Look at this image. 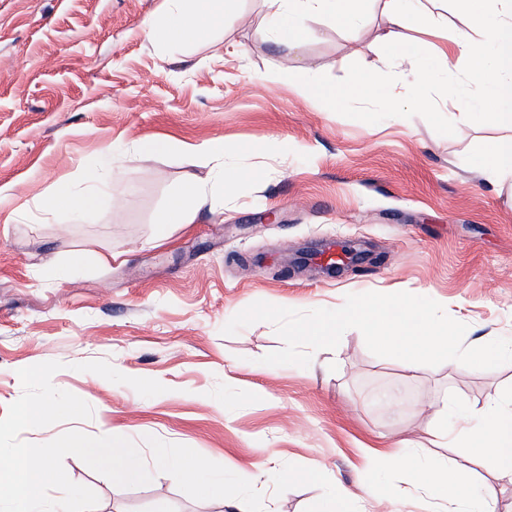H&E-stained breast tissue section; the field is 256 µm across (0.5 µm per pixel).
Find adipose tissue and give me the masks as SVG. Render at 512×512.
Instances as JSON below:
<instances>
[{
	"instance_id": "obj_1",
	"label": "adipose tissue",
	"mask_w": 512,
	"mask_h": 512,
	"mask_svg": "<svg viewBox=\"0 0 512 512\" xmlns=\"http://www.w3.org/2000/svg\"><path fill=\"white\" fill-rule=\"evenodd\" d=\"M274 11L267 26L275 40L287 49L300 46L306 23L314 18H330L344 28L356 27L366 0H271ZM382 11L390 21L386 38L394 50L399 67L388 75L395 86H409L408 99L419 108L428 107L427 99L417 93L418 87L434 83V69L419 65L420 49L404 40L401 31L415 24L429 29L449 27L448 19L436 13L427 0H416L415 11H407L405 0H381ZM457 20L447 58L448 68L466 63L464 78L479 89L480 100L461 95L456 100V121L469 126L473 120L496 127L512 128V0H456ZM229 0H164L160 18L147 24L145 34L158 49L166 50L197 40L224 20ZM307 95L317 97L326 106L353 100L369 112L374 102L385 96L377 83H358L339 90L306 84ZM491 183L512 182V135L492 139L484 151L472 158ZM208 186L194 174H186L177 191L170 197L159 221L163 224H190L195 220V206L206 199ZM111 188L76 189L67 184L57 186L45 204L52 213L88 215L112 202ZM459 423L448 425V401L440 399L434 408L435 422L429 433L441 447L475 448L471 463L490 465L499 475L512 476V396L492 399L482 405L461 403L457 406ZM155 461L171 477L193 484L200 495L221 500L229 512L238 503L227 486L223 474L193 458L189 449L173 452L156 449ZM413 480L390 491L392 500L413 495L423 500L427 512H497V503L489 497L475 495L462 473L448 462L431 463L422 457L412 462Z\"/></svg>"
}]
</instances>
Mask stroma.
I'll return each instance as SVG.
<instances>
[{
  "mask_svg": "<svg viewBox=\"0 0 512 512\" xmlns=\"http://www.w3.org/2000/svg\"><path fill=\"white\" fill-rule=\"evenodd\" d=\"M162 4L0 0V417L22 394L18 370L61 362L53 385L93 415L25 430L23 441L111 430L141 449L186 448L242 488L246 512H310L325 491L303 476L316 466L357 495L373 483L387 489L391 475L361 467L360 448L379 442L465 463L469 449L428 443L432 415L419 407L448 392L478 405L511 394L512 366L448 361L410 377L354 328L315 368L271 366L263 356L283 345L273 324L221 329L256 301L333 309L352 293L407 291L465 323L466 341L512 339V187L469 167L502 128L456 130L449 104L364 118L358 103L328 108L302 97L300 72L338 87L391 65L375 2L353 30L310 21L290 55L265 25L264 0H237L223 24L160 55L144 25ZM152 135L178 146L130 156ZM211 139L243 178L213 191L194 223H159L185 173L183 146ZM107 160L117 204L83 219L30 209L56 184L84 186ZM341 242L370 259L323 273L314 250ZM75 253L103 260L41 281L44 268ZM92 360L166 391L145 398L76 371ZM63 466L96 492L95 512H224L158 466L149 484L126 488L76 456ZM259 468L301 476L281 495L251 485Z\"/></svg>",
  "mask_w": 512,
  "mask_h": 512,
  "instance_id": "1",
  "label": "stroma"
}]
</instances>
